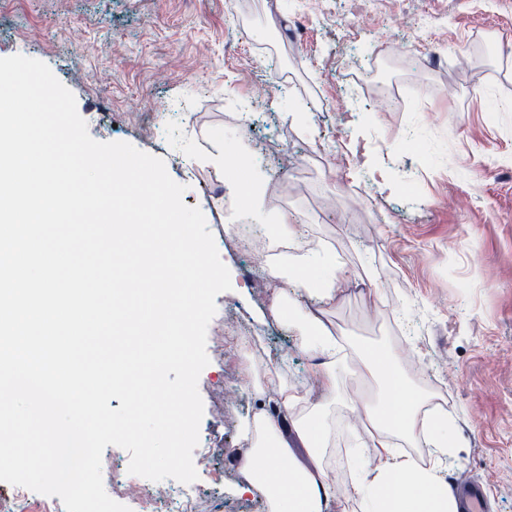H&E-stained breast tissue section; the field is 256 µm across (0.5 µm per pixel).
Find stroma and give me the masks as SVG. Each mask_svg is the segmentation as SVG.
Segmentation results:
<instances>
[{
    "label": "stroma",
    "instance_id": "obj_1",
    "mask_svg": "<svg viewBox=\"0 0 512 512\" xmlns=\"http://www.w3.org/2000/svg\"><path fill=\"white\" fill-rule=\"evenodd\" d=\"M380 48L396 110L342 82ZM13 54L49 66L94 140L164 161L230 272L198 380L197 512H265L239 490L265 361L313 384L298 327L272 314L267 253L238 244L284 212L292 242L327 244L347 273L336 334L390 343L417 390L447 394L449 485L512 512V0H0ZM228 145L257 159L247 208L211 162ZM366 392L345 372L326 412L336 512H361L346 491L365 432L344 399Z\"/></svg>",
    "mask_w": 512,
    "mask_h": 512
}]
</instances>
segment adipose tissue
I'll use <instances>...</instances> for the list:
<instances>
[{"label":"adipose tissue","instance_id":"adipose-tissue-1","mask_svg":"<svg viewBox=\"0 0 512 512\" xmlns=\"http://www.w3.org/2000/svg\"><path fill=\"white\" fill-rule=\"evenodd\" d=\"M266 271L272 283L296 284L324 305L335 302L346 279L335 252L323 245L292 259L269 258ZM295 317L302 329L301 344L314 358L313 378L322 395L313 397L311 389L281 381L260 386L253 421L263 425L266 435L240 462L242 492L262 494L267 512H336V482L322 463L328 447L322 415L336 397L338 374L357 365L379 389L375 401H349L354 419L369 434L352 485L362 512H459L458 500L441 474L448 415L425 409V397L407 381L395 349L386 343L338 338L309 312L296 311ZM395 436L427 439L428 463L393 448ZM299 448L310 464L297 461Z\"/></svg>","mask_w":512,"mask_h":512}]
</instances>
